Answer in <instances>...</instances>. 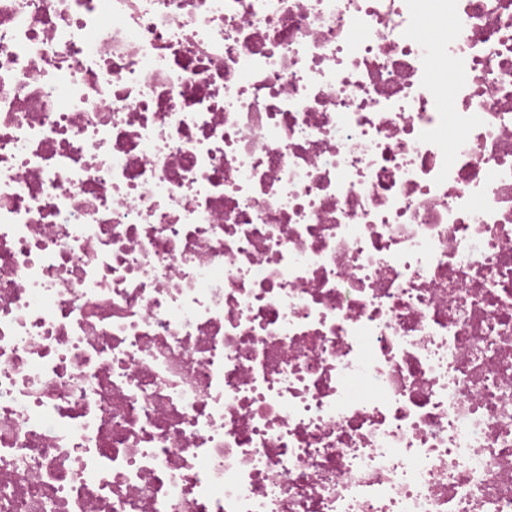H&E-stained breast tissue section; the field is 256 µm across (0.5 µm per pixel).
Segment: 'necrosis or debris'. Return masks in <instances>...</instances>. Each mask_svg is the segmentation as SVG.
<instances>
[{
	"label": "necrosis or debris",
	"mask_w": 512,
	"mask_h": 512,
	"mask_svg": "<svg viewBox=\"0 0 512 512\" xmlns=\"http://www.w3.org/2000/svg\"><path fill=\"white\" fill-rule=\"evenodd\" d=\"M0 512H512V0H0Z\"/></svg>",
	"instance_id": "4bbe7bcc"
}]
</instances>
